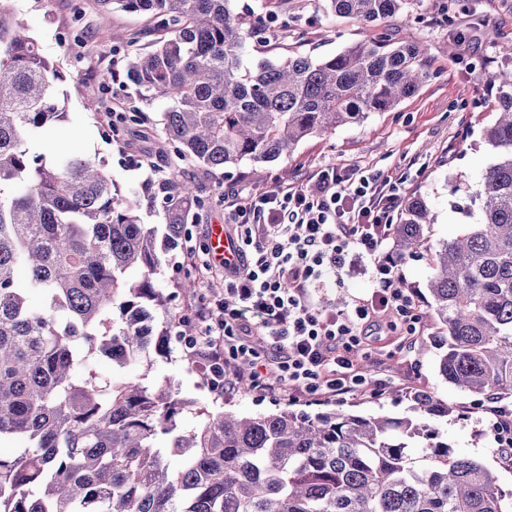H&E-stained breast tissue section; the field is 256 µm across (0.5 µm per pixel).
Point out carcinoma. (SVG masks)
Here are the masks:
<instances>
[{
	"label": "carcinoma",
	"instance_id": "obj_1",
	"mask_svg": "<svg viewBox=\"0 0 512 512\" xmlns=\"http://www.w3.org/2000/svg\"><path fill=\"white\" fill-rule=\"evenodd\" d=\"M94 2L106 31L115 9L150 18L149 49L136 47L135 33L121 40L125 85L144 104L167 103L164 131L176 152L215 171L272 161L389 112L430 77L409 30L252 70L246 47L264 39L273 11L240 13L234 0ZM422 2L328 0V8L368 26ZM61 80L13 0H0V440L25 442L16 456L0 454V512H506L512 492L430 425L451 409L427 392L409 393L404 417L222 410L176 435L170 451L157 447L158 434L176 429L175 385L104 378L91 354L119 368L152 352L172 356L166 339L182 340L185 324L154 277L202 199L176 168L145 189L147 208L168 217L159 244L103 164L30 151L65 116L54 100ZM486 83L494 117L482 133L495 160L481 177L480 222L435 243L426 199L414 193L390 244L401 261L429 258L439 375L498 400L512 398V72L489 70ZM32 290L44 296L40 309L28 304Z\"/></svg>",
	"mask_w": 512,
	"mask_h": 512
}]
</instances>
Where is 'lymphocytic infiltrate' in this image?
Masks as SVG:
<instances>
[{
    "label": "lymphocytic infiltrate",
    "instance_id": "f902f5d3",
    "mask_svg": "<svg viewBox=\"0 0 512 512\" xmlns=\"http://www.w3.org/2000/svg\"><path fill=\"white\" fill-rule=\"evenodd\" d=\"M403 194L402 179L331 167L304 188L225 195L236 259L221 260L224 297L198 307L199 331L189 341L213 389L246 378L268 393L313 401L362 392L358 361L371 330L394 313L407 334L416 332L414 295L398 288L401 270L388 248ZM360 265L377 282L372 293L343 310L319 308L317 294ZM254 336L268 340L271 355L251 345ZM237 361L247 373L233 371Z\"/></svg>",
    "mask_w": 512,
    "mask_h": 512
}]
</instances>
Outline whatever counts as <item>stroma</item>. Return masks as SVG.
I'll use <instances>...</instances> for the list:
<instances>
[{"label":"stroma","instance_id":"1","mask_svg":"<svg viewBox=\"0 0 512 512\" xmlns=\"http://www.w3.org/2000/svg\"><path fill=\"white\" fill-rule=\"evenodd\" d=\"M14 6L64 76L56 102L65 118L51 123L31 142V149L50 158L77 150L104 162L120 194L130 199L141 195L145 183L157 180L171 166L179 167L200 187L205 204L192 212L182 242L167 254L154 279L156 288L173 294L170 307L186 321L189 331L197 329L195 305L224 296L223 271L200 272L203 262L210 259L204 251L210 227L224 221V191L246 194L282 184L305 185L322 168H361L405 176L407 192L424 195L436 215L434 240L455 237L464 225L481 218L470 198L493 160L480 136L491 118L493 98L485 72L512 69V58L499 51L500 43L512 42V0H423L422 7L410 15L399 14L370 26L331 13L326 0H287L279 15L280 22L290 28L287 37L250 45L245 56L249 66L263 60L275 62L291 52L318 58L380 37L397 40L408 28L430 48L432 76L416 96L403 100L393 111L374 112L363 123L304 140L276 161H247L214 172L177 154L164 132L165 103L138 106L128 88L117 81L109 93L101 92L100 72L108 68L122 71L123 53L110 51L100 33L94 0H14ZM66 28L83 31V38L64 42L60 34ZM135 108L142 109V121L127 124L119 137L105 136L110 112ZM185 275L195 282L193 294L176 291L177 278ZM434 332L423 320L413 336L397 330L373 331L369 353L361 362L363 374L371 381L368 393L344 396L336 406L403 417L409 413L407 392L432 393L452 409L448 417L434 423L449 446L483 463L510 491L512 467L495 452L490 402L477 400L439 376L437 351L429 342ZM97 370L108 378L143 375L151 384L175 381L180 398L188 402L177 418L181 430L198 426L206 409L225 407L253 416L285 405L312 414L317 411L305 400L269 395L255 387L217 392L207 384L201 369L177 357L157 359L148 373L139 365L115 369L102 357Z\"/></svg>","mask_w":512,"mask_h":512}]
</instances>
